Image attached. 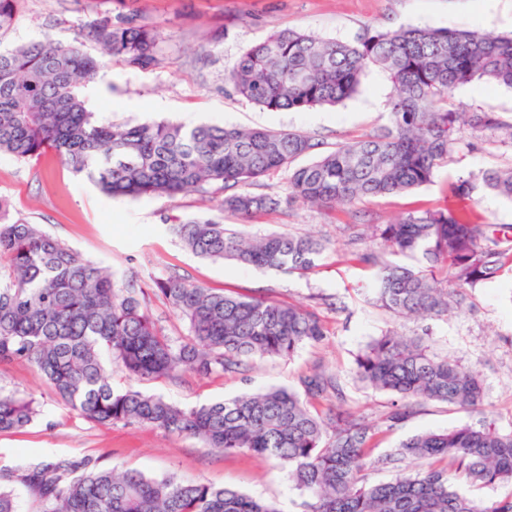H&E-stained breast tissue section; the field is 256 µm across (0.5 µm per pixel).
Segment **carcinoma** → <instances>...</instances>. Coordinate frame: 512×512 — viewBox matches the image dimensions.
Here are the masks:
<instances>
[{"instance_id":"obj_1","label":"carcinoma","mask_w":512,"mask_h":512,"mask_svg":"<svg viewBox=\"0 0 512 512\" xmlns=\"http://www.w3.org/2000/svg\"><path fill=\"white\" fill-rule=\"evenodd\" d=\"M22 0H0V38ZM111 57L149 67L158 33L132 22L89 26ZM101 61L77 45L50 37L0 47V153L18 160L53 151L112 197L167 196L224 186L220 210L243 224L297 204L334 208L402 194L433 181L459 151L512 141V120L496 112H457L452 92L474 81L512 88V35L421 26L368 28L354 43L284 29L247 49L227 73L232 92L273 112L335 107L355 96L362 76L378 69L392 92L386 123L334 147L304 133L170 122L115 123L87 109L77 89L97 77ZM288 173L281 194H255V180ZM512 200V168L460 175L448 190L458 204L401 216L373 226L395 255H422L404 266L375 249L354 260L375 269L371 292L392 317L442 318L461 308L466 292L512 265V225L493 224L470 204L477 182ZM193 254L262 269L305 274L327 249L306 235H245L211 217L171 227ZM157 291L187 323V334L162 333L148 313L147 292L85 258L41 225L0 224V363L37 367L56 395L97 424H142L193 437L225 455L253 453L273 460L305 492V512H512V499L485 506L471 490L512 482V431L491 423L427 431L369 460L379 428L338 407L322 415L310 402L339 394L320 370L299 378L302 391L270 387L199 408H183L139 390L115 391L103 354L140 379L189 370L233 374L257 358H291L318 344L325 326L313 311L216 292L178 275ZM366 388L392 396L384 416L392 430L415 407L440 402L477 409L480 375L429 352L420 338L390 329L355 359ZM33 401L0 394V431L26 427ZM397 470L389 482L369 483V465ZM21 482L39 512H280L204 481L117 472L89 461L36 459Z\"/></svg>"}]
</instances>
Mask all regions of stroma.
I'll return each mask as SVG.
<instances>
[{
    "instance_id": "35a3bbf8",
    "label": "stroma",
    "mask_w": 512,
    "mask_h": 512,
    "mask_svg": "<svg viewBox=\"0 0 512 512\" xmlns=\"http://www.w3.org/2000/svg\"><path fill=\"white\" fill-rule=\"evenodd\" d=\"M102 20L157 28L162 37L157 63L138 68L102 56L99 44L83 35L89 23ZM402 25L510 33L512 0H24L4 42L21 45L49 36L64 44L80 43L85 52L101 57L96 81L102 90L86 104L89 111L115 122L264 126L300 131L332 147L382 126V107L391 92L384 74L369 71L358 95L341 105L271 112L233 94L227 71L247 48L276 30L302 29L352 43L367 28ZM452 104L459 112L485 110L511 119L512 89L474 82L457 88ZM497 167H512V142L460 153L456 163L438 170L432 183L408 193L332 210L297 205L244 225L251 235L284 232L329 239L318 267L304 275L204 259L182 246L169 225L209 212L224 196L218 184L174 197L114 198L87 176L74 174L55 154L21 161L0 153V198L10 204V220L42 225L109 268L115 279H136L150 293L149 314L168 336L187 333L185 321L153 292L156 281L172 273L215 291L316 309L327 330L321 343L301 346L292 358L258 359L237 374L200 377L186 371L138 380L115 367L114 390L136 388L194 407L272 385L297 387L300 376L319 365L335 375L341 405L376 422L391 398L357 383L353 369L366 345L393 327L408 336H423L432 350L481 372L485 398L480 410L423 404L414 417L378 435L371 451L377 458L422 431L482 421L512 429V273L502 272L480 285L448 317L398 321L366 293L371 271L350 260L349 253L369 248L370 242H350L346 227L362 215L385 224L445 206L449 179ZM0 393L33 397L38 410L25 428L0 433V485L15 490L18 512H38V503L18 476L19 467L36 458H88L151 477L200 479L278 501L281 512H304L306 494L272 460L251 454L227 457L197 439L149 426L89 422L61 402L28 362L0 366Z\"/></svg>"
}]
</instances>
